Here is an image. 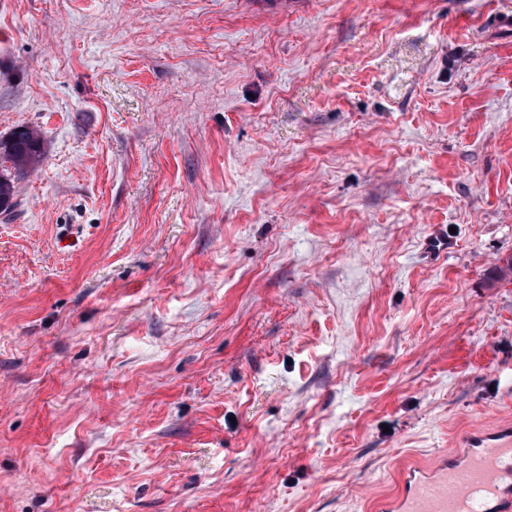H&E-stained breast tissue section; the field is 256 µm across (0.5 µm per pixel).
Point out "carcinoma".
Segmentation results:
<instances>
[{"label": "carcinoma", "mask_w": 512, "mask_h": 512, "mask_svg": "<svg viewBox=\"0 0 512 512\" xmlns=\"http://www.w3.org/2000/svg\"><path fill=\"white\" fill-rule=\"evenodd\" d=\"M44 158V138L33 127L18 126L0 139V213L14 207L18 181L38 168Z\"/></svg>", "instance_id": "carcinoma-1"}]
</instances>
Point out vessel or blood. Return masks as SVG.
Listing matches in <instances>:
<instances>
[{"mask_svg":"<svg viewBox=\"0 0 512 512\" xmlns=\"http://www.w3.org/2000/svg\"><path fill=\"white\" fill-rule=\"evenodd\" d=\"M428 469L406 468L380 512H512V424L469 432Z\"/></svg>","mask_w":512,"mask_h":512,"instance_id":"b4317fda","label":"vessel or blood"}]
</instances>
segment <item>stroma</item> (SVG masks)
Masks as SVG:
<instances>
[{
    "mask_svg": "<svg viewBox=\"0 0 512 512\" xmlns=\"http://www.w3.org/2000/svg\"><path fill=\"white\" fill-rule=\"evenodd\" d=\"M501 14L0 0V512H375L512 421ZM44 158V138L36 128L18 126L6 139H0V213L14 207L18 181L38 168Z\"/></svg>",
    "mask_w": 512,
    "mask_h": 512,
    "instance_id": "35a3bbf8",
    "label": "stroma"
}]
</instances>
